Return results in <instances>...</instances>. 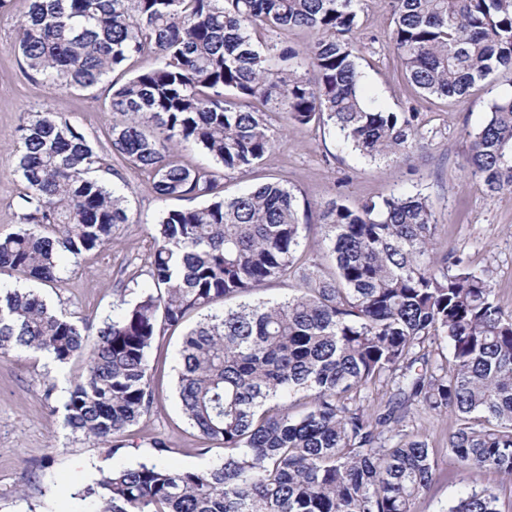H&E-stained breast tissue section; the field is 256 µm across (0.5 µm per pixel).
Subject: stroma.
I'll list each match as a JSON object with an SVG mask.
<instances>
[{
  "instance_id": "obj_1",
  "label": "stroma",
  "mask_w": 512,
  "mask_h": 512,
  "mask_svg": "<svg viewBox=\"0 0 512 512\" xmlns=\"http://www.w3.org/2000/svg\"><path fill=\"white\" fill-rule=\"evenodd\" d=\"M30 0H11L0 10V232L17 228L18 203L25 183L17 166L15 129L23 113L57 112L69 119L104 160H111L113 116L108 86L89 91L58 89L42 83L11 49L17 24ZM360 69L367 97L393 112L418 113L430 129L428 145L409 161L368 163L339 150L328 129L290 128L287 138L249 176L229 172L222 178L225 196L278 179L299 199L317 206L331 198L354 206L399 192L428 196L438 219V241L470 265L489 269L500 304L512 309V193L487 199L465 170L469 131L483 122L493 93L512 88V74L498 72L477 84L462 102L424 97L404 81L391 47L389 0H360ZM128 200L131 223L121 225L112 245L79 263H66L58 282L40 283L15 276L8 287L35 290L56 311L100 324L120 300L135 301L151 283L152 224L164 204L150 190L145 174L123 169L110 176ZM201 319L191 314L183 329L157 337L148 357L155 395L150 415L134 427L136 445L111 452L64 426L61 406L71 384L83 373L84 357L66 366H49L40 353L0 357V512H77L76 494L99 470L151 458L152 437L168 438L170 465L204 469L222 456L204 447L187 423L176 391L177 356L184 329ZM451 421L429 412L409 419L410 433L426 436L434 452L437 479L416 503L415 512H447L459 476L448 457Z\"/></svg>"
}]
</instances>
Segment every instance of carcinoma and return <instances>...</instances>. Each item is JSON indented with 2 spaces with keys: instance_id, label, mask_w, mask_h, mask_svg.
<instances>
[{
  "instance_id": "carcinoma-1",
  "label": "carcinoma",
  "mask_w": 512,
  "mask_h": 512,
  "mask_svg": "<svg viewBox=\"0 0 512 512\" xmlns=\"http://www.w3.org/2000/svg\"><path fill=\"white\" fill-rule=\"evenodd\" d=\"M359 0H31L14 53L43 82L88 90L111 79L112 157L147 174L154 196L201 200L161 211L152 284L95 328L50 310L31 291L0 288V355L45 353L64 366L87 352L67 392L64 424L117 451L152 411L148 351L201 310L183 337L177 390L190 425L224 450L206 469L154 457L99 471L80 512H415L436 480L427 440L406 432L424 410L450 415L448 455L466 475L512 480V310L488 271L438 247L421 192L356 207L299 203L280 181L233 197L208 167L176 157L200 147L247 175L292 126L334 129L371 161L407 160L430 131L415 113L363 96ZM391 44L422 95L452 100L512 72V0H391ZM305 29L303 49L285 34ZM159 66L129 74L128 62ZM306 67L308 71L301 72ZM17 231L0 233V277L58 279L63 261L112 244L131 223L118 173L54 112L17 129ZM467 170L494 198L512 192V89L469 133ZM324 227L331 266L301 252L308 222ZM293 281L278 302L259 288ZM239 300L214 309L218 302ZM444 342L448 357L433 359ZM379 388V402L357 398ZM448 512H501L488 488L461 485Z\"/></svg>"
}]
</instances>
